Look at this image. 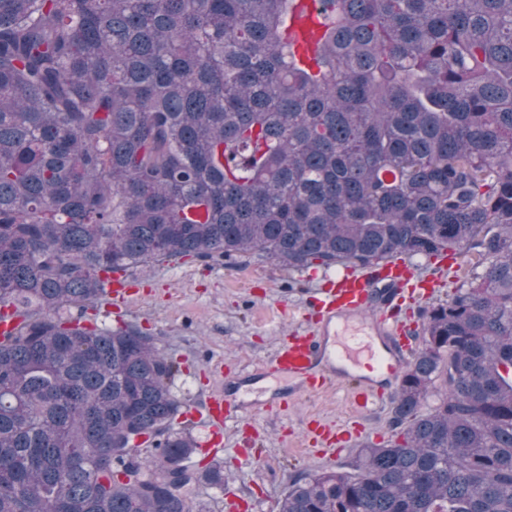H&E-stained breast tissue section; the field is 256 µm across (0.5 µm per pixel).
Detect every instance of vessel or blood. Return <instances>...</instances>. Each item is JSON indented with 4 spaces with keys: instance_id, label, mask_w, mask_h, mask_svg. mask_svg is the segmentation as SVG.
Here are the masks:
<instances>
[{
    "instance_id": "vessel-or-blood-1",
    "label": "vessel or blood",
    "mask_w": 512,
    "mask_h": 512,
    "mask_svg": "<svg viewBox=\"0 0 512 512\" xmlns=\"http://www.w3.org/2000/svg\"><path fill=\"white\" fill-rule=\"evenodd\" d=\"M321 19L319 0H295L288 30L313 42L320 35ZM446 269V263H439L436 274L423 279L408 259L397 258L375 269L326 277L308 300L316 314L315 326L285 338L273 358L270 377L313 394L347 383L358 411L372 409L382 393L372 385L371 374L398 378L412 347L398 309L403 290L432 292L442 286ZM246 395L238 388L208 398L206 437L199 444L208 458L223 455L224 427L244 412Z\"/></svg>"
}]
</instances>
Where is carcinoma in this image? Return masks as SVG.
Here are the masks:
<instances>
[{"label":"carcinoma","mask_w":512,"mask_h":512,"mask_svg":"<svg viewBox=\"0 0 512 512\" xmlns=\"http://www.w3.org/2000/svg\"><path fill=\"white\" fill-rule=\"evenodd\" d=\"M0 0V512H191L177 364L115 272L475 252L423 311L391 443L278 512H512V0ZM438 399L423 409L431 393ZM288 24L289 33H297L309 41L311 47L320 35L322 14L319 11L318 0H294Z\"/></svg>","instance_id":"obj_1"}]
</instances>
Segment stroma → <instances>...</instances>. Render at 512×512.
<instances>
[{"mask_svg":"<svg viewBox=\"0 0 512 512\" xmlns=\"http://www.w3.org/2000/svg\"><path fill=\"white\" fill-rule=\"evenodd\" d=\"M323 276L320 268L289 272L269 262L147 268L130 278L128 320L177 362L173 390L184 408L200 409L212 394L269 365L283 336L304 326L305 301ZM382 388L387 399L363 413L352 408L344 385L300 393L270 413H243L224 431L217 462L223 484L202 481L193 512H225L228 487L240 499L238 512H276L295 478L340 468L363 446L392 439L398 387L387 381ZM314 420L364 434L335 454L309 431Z\"/></svg>","mask_w":512,"mask_h":512,"instance_id":"35a3bbf8","label":"stroma"}]
</instances>
